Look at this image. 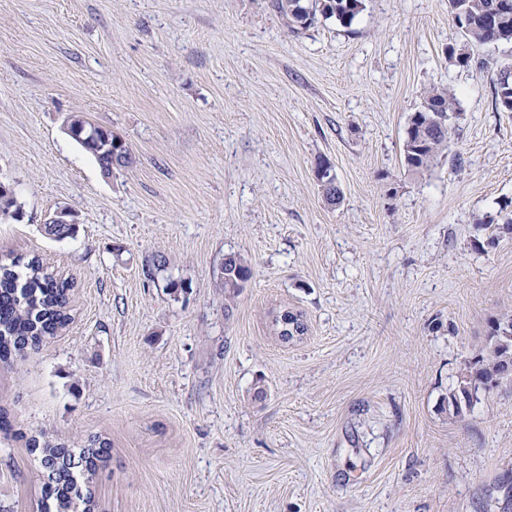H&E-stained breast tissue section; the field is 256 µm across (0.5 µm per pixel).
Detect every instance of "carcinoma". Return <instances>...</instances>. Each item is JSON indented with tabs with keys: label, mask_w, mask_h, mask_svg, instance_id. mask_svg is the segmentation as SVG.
Returning a JSON list of instances; mask_svg holds the SVG:
<instances>
[{
	"label": "carcinoma",
	"mask_w": 512,
	"mask_h": 512,
	"mask_svg": "<svg viewBox=\"0 0 512 512\" xmlns=\"http://www.w3.org/2000/svg\"><path fill=\"white\" fill-rule=\"evenodd\" d=\"M456 28L471 49L512 43V7L498 8L503 0H448ZM272 7L288 19L291 28H307L316 16L333 18L348 28L364 8V0H273ZM480 67L495 76V105L512 112V81L499 77L501 69L488 60ZM457 101L445 87L433 86L424 92L419 108L411 115L403 142L404 164L408 170L422 173L437 156L448 149L451 123L456 118ZM71 137L91 153L98 164L107 167L125 166L132 154L124 141L112 131L94 128L85 119L74 115L70 121ZM250 266L237 256H227L220 268L224 292L235 295L250 280ZM74 283L60 279L47 271L39 260L13 257L0 262V364L9 365L27 350L37 348L44 339L55 335L71 321L69 293ZM512 317L497 320L489 334V353L465 364L458 389L448 396V404L456 412L470 404L472 392L483 387L491 389L507 377L504 369L512 361V339L500 334ZM296 325L304 335L306 325L302 315L290 310L275 318V326ZM33 449H41L42 463L51 469L44 483L41 512H92L91 501L82 493L69 465L73 451L50 441L30 440Z\"/></svg>",
	"instance_id": "carcinoma-1"
}]
</instances>
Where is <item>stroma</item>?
I'll return each instance as SVG.
<instances>
[{"label":"stroma","instance_id":"35a3bbf8","mask_svg":"<svg viewBox=\"0 0 512 512\" xmlns=\"http://www.w3.org/2000/svg\"><path fill=\"white\" fill-rule=\"evenodd\" d=\"M464 45L448 0L295 31L272 0H0V259L75 281L72 322L0 367V502L40 512L31 437H98L93 512H512V380L448 405L512 315V232L477 225L512 199V112ZM433 85L457 117L414 174ZM74 115L132 164L104 175ZM229 255L252 270L231 301ZM456 105L455 95L448 88L433 86L424 92L419 108L410 117L403 142L404 164L409 171H427L448 148Z\"/></svg>","mask_w":512,"mask_h":512}]
</instances>
